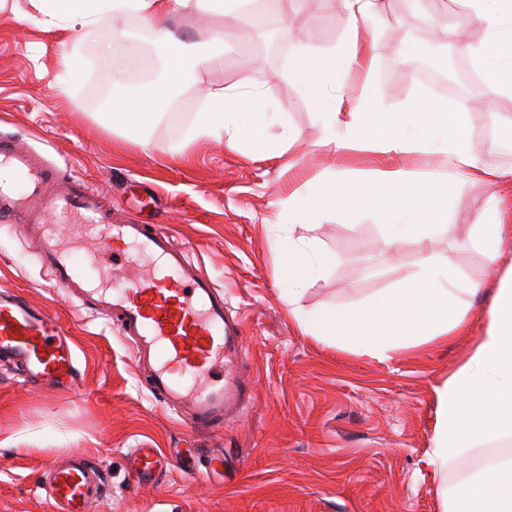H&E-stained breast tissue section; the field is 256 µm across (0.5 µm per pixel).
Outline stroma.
Wrapping results in <instances>:
<instances>
[{
  "label": "stroma",
  "mask_w": 512,
  "mask_h": 512,
  "mask_svg": "<svg viewBox=\"0 0 512 512\" xmlns=\"http://www.w3.org/2000/svg\"><path fill=\"white\" fill-rule=\"evenodd\" d=\"M385 0L365 37L376 46L371 91L390 112H402L435 89L418 79L402 45L431 48L456 81L462 42L488 37L483 25L459 26L455 0H411L409 10ZM124 36L111 24L71 32L58 28L39 0H0V136L26 141L47 159L103 189L116 213L160 225L184 245L224 290V303L244 327L240 376L251 399L223 429L196 433L177 411L152 397L132 343L107 318L67 301L40 268L19 228L0 221V288L45 306L73 341L79 369L72 391L23 384L0 360V512H52L41 488L46 466L70 453L97 463L105 480L94 512H444V490L478 479L479 454L450 461L440 474L427 463L436 422L435 389L469 354L470 336L401 346L381 363L355 345L304 335L291 308H346L412 280L423 257L406 242L379 248L382 219L360 211L323 223L291 226L279 201L314 184L349 182L374 167V154L335 157L319 147L316 108L288 74L292 56L327 53L344 37L341 0H297L284 19L271 10L235 15L176 14L178 36L190 42L223 37L222 59L188 69L154 126L126 138L108 125L114 98L143 90L165 71L168 49L146 23L128 15ZM74 76L60 86L62 60ZM246 82L260 88L264 109L284 112L287 126L263 136L281 158L256 160L212 137L197 138L184 158L169 154L193 126L207 90ZM467 132L487 168L512 164V151L484 136L486 123L512 124V98L471 87ZM440 221L454 223L430 247L452 254L460 286L484 283L470 297L474 327H482L497 278L468 238L490 196L512 211V183L440 187ZM313 238L336 254L304 291L281 286L287 235ZM134 448L158 449L168 463L154 476L139 471ZM213 455L223 464L196 469Z\"/></svg>",
  "instance_id": "1"
}]
</instances>
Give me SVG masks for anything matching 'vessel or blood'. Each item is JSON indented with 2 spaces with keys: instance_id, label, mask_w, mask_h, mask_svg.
<instances>
[{
  "instance_id": "vessel-or-blood-1",
  "label": "vessel or blood",
  "mask_w": 512,
  "mask_h": 512,
  "mask_svg": "<svg viewBox=\"0 0 512 512\" xmlns=\"http://www.w3.org/2000/svg\"><path fill=\"white\" fill-rule=\"evenodd\" d=\"M0 171L26 183L18 192L0 181V218L22 225L55 286L131 337L134 361L150 368L155 399L179 407L194 431L222 428L250 389L228 369V360L241 354L242 330L214 279L169 233L113 217L101 191L32 147L0 139ZM50 215L55 224L47 223ZM90 237L96 240L89 252L97 264L93 277L73 258ZM0 357L18 365L34 387L70 390L79 378L58 320L2 289ZM101 491V472L84 455L49 472L54 512H93Z\"/></svg>"
}]
</instances>
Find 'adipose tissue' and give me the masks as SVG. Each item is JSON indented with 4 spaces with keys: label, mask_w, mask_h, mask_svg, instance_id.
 I'll list each match as a JSON object with an SVG mask.
<instances>
[{
    "label": "adipose tissue",
    "mask_w": 512,
    "mask_h": 512,
    "mask_svg": "<svg viewBox=\"0 0 512 512\" xmlns=\"http://www.w3.org/2000/svg\"><path fill=\"white\" fill-rule=\"evenodd\" d=\"M251 0H45L47 12L66 28L74 24L93 27L140 15L153 37L170 43L175 51L167 60L168 77L149 82L136 96L116 99L108 114L113 128L139 134L158 118L160 106L170 97L186 67L217 59L220 47L209 43L181 42L170 25L176 9L201 8L222 16L246 13ZM464 19L480 21L489 33L486 41L468 44L465 54L487 78L490 97H512V0H457ZM383 0H342L347 26L337 50L302 52L289 62V71L303 94L319 109L326 151L368 144L379 155L398 158L420 150L436 160L433 179L461 188L472 182L495 187L512 179V166L484 168L477 146L467 135L463 114L451 109L439 121L409 109L385 123L383 107L368 90L344 100L340 88L358 77L370 80L375 52L365 38V25L377 18ZM262 93L245 83L227 84L204 95L205 106L194 126V137L224 139L229 149H248L251 157L273 158L280 151L260 136L262 127L283 124V112L262 111ZM417 179L415 171L399 165L363 171L349 184H324L305 197L289 194L290 211L307 224H319L330 215L348 216L365 210L383 220L382 241L394 248L406 241L425 248L415 278L400 288L374 295L344 309H321L297 315L302 332L327 339L342 338L359 344L365 354L386 361L400 345H420L471 331L469 304L457 296L458 272L450 254L427 248L434 236L452 233V224L425 223L420 206L406 188ZM512 235L505 213L488 206L470 241L492 265L502 266L498 287L486 313L487 322L466 359L436 389L437 421L428 463L439 467L457 456L473 453L487 442L512 435V262H504L502 244ZM289 292L304 289L334 258L306 238L289 240L285 247Z\"/></svg>",
    "instance_id": "adipose-tissue-1"
}]
</instances>
